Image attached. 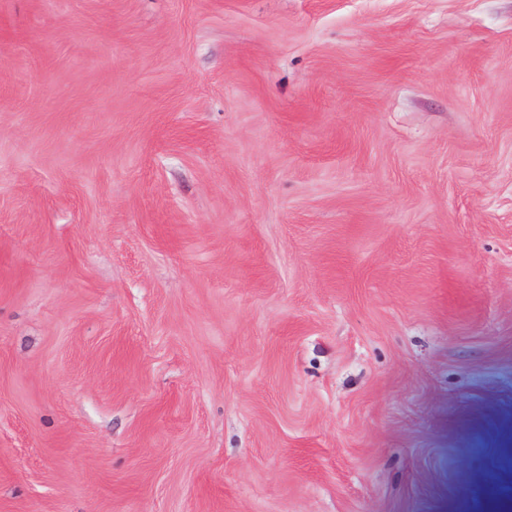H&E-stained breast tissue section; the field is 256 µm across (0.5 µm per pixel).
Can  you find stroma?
Returning <instances> with one entry per match:
<instances>
[{"label":"stroma","instance_id":"obj_1","mask_svg":"<svg viewBox=\"0 0 512 512\" xmlns=\"http://www.w3.org/2000/svg\"><path fill=\"white\" fill-rule=\"evenodd\" d=\"M512 0H0V512H512Z\"/></svg>","mask_w":512,"mask_h":512}]
</instances>
